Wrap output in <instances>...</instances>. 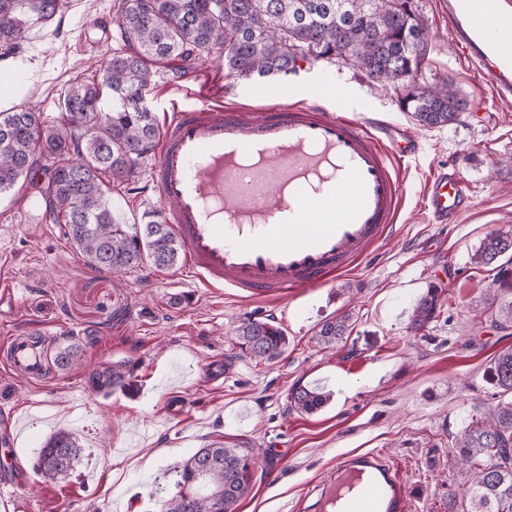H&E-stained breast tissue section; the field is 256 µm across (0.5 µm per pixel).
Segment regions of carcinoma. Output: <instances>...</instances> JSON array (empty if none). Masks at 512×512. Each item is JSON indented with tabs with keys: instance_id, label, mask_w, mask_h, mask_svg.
<instances>
[{
	"instance_id": "cac0c4a2",
	"label": "carcinoma",
	"mask_w": 512,
	"mask_h": 512,
	"mask_svg": "<svg viewBox=\"0 0 512 512\" xmlns=\"http://www.w3.org/2000/svg\"><path fill=\"white\" fill-rule=\"evenodd\" d=\"M59 0H0V59L14 56L26 40L22 8L48 24ZM121 47L99 69L100 79H77L65 96V120L47 124L29 107L0 112V194L44 170L43 194L50 218L85 261L101 270L123 273L144 266L173 269L182 259L167 226L153 218L143 224H118L105 190L120 186L150 153L159 130L156 118L138 105L156 68L175 59L222 56L227 76L237 79L297 72L301 49L332 62L339 58L358 69L372 85L411 92L398 97L402 111L424 128L444 126L466 108L452 85H418L419 68L429 53L425 17L405 14L400 0H119L114 17ZM112 91V111L98 109L101 88ZM50 165L41 168V159ZM471 260L493 267L498 287L486 301L512 291V229L486 236ZM438 289L416 302L410 329L419 332L435 317ZM351 314L328 319L316 332L317 343L334 349L347 340ZM238 356L272 360L288 348L286 330L271 321L247 320L235 329ZM83 352L72 343L57 355L67 370ZM137 364L130 360L94 368L87 384L107 397L128 390ZM498 389L495 405L477 409L453 445L454 462L469 473L466 512H512V348L497 353L487 367ZM332 392L294 385L292 409L322 410ZM82 448L66 430L44 442L34 468L44 478L62 480L77 464ZM253 457L222 442H211L176 463L175 492L160 512H238L252 492Z\"/></svg>"
}]
</instances>
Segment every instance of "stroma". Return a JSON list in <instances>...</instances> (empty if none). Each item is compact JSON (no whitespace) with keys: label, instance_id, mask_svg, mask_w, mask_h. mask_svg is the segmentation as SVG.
Masks as SVG:
<instances>
[{"label":"stroma","instance_id":"35a3bbf8","mask_svg":"<svg viewBox=\"0 0 512 512\" xmlns=\"http://www.w3.org/2000/svg\"><path fill=\"white\" fill-rule=\"evenodd\" d=\"M117 0H64L56 18L32 27L17 57L0 75L18 72L25 94L18 104L59 120L64 92L90 78L116 41L99 42L95 21L112 20ZM430 30L422 80H449L467 102L450 124L419 126L400 110L395 93L378 89L338 60L304 66L288 77L225 78L224 101L259 105L287 90L289 102L319 103L336 112L379 116L408 128L420 142L401 176L407 189L399 233L374 248L334 287L307 292L295 305L249 299L207 288L183 267H144L113 274L88 265L45 209L31 210L27 193L43 174L0 195V287L18 293L0 311V331L45 334L48 352L68 339L85 363L137 362L133 387L102 397L85 385L83 369L50 366L31 380L0 367V408L14 412L13 446H0V464L25 474L15 497L29 512H158L174 490L168 469L211 442L252 453V493L239 512H312L314 485L348 454L378 452L400 468L416 491L413 512H444L449 490L465 494L469 477L455 466L452 444L474 406L496 403L485 370L512 346V327L500 328L483 297L494 274L471 255L487 235L512 227V101L496 98L485 77L461 58L443 19L441 0H418ZM204 60L174 61L157 71L145 92L156 120L173 107L200 105ZM331 82L338 90L321 93ZM363 102L353 109L349 93ZM453 166L470 189L472 207L456 222L429 223L425 183ZM142 161L108 196L123 224H140L164 205ZM439 293L436 318L422 331L409 315L429 287ZM351 313V333L336 350L321 349V321ZM272 320L287 331L278 358L238 357L234 331L243 321ZM222 362L224 377L206 372ZM349 381V397L335 396L321 411L292 410L296 383L333 391ZM66 429L82 454L71 474L50 481L34 467L53 432Z\"/></svg>","mask_w":512,"mask_h":512}]
</instances>
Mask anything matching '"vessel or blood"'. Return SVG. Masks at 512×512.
<instances>
[{"instance_id":"vessel-or-blood-1","label":"vessel or blood","mask_w":512,"mask_h":512,"mask_svg":"<svg viewBox=\"0 0 512 512\" xmlns=\"http://www.w3.org/2000/svg\"><path fill=\"white\" fill-rule=\"evenodd\" d=\"M444 11L457 51L512 100V0H446ZM202 91L206 104L165 115L149 171L195 280L294 299L334 285L392 234L405 201L400 165L418 151L410 131L317 103L226 105L209 76ZM425 199L440 223L471 203L445 169ZM0 364L33 378L44 370L27 336L0 339ZM319 500L321 512H411L413 494L392 461L367 452L339 459Z\"/></svg>"}]
</instances>
